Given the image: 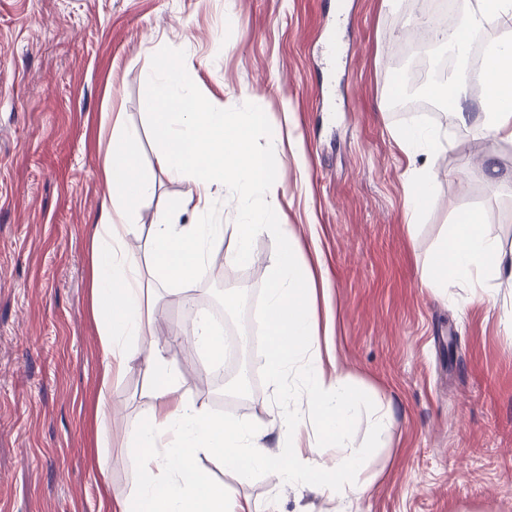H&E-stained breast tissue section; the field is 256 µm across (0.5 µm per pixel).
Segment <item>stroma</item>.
Wrapping results in <instances>:
<instances>
[{
  "mask_svg": "<svg viewBox=\"0 0 512 512\" xmlns=\"http://www.w3.org/2000/svg\"><path fill=\"white\" fill-rule=\"evenodd\" d=\"M340 19L336 70L321 62L327 23ZM401 0H0V512H100L97 487L130 496L136 474L123 434L151 403L132 363L111 393L112 442L96 446L99 337L88 288V226L110 187L100 176L103 113L136 134L142 172L157 192L134 216L143 236L187 189L156 164L148 102L161 60L181 55L184 80L225 111L254 116L251 147L268 155L280 221L294 227L300 259L324 268L330 345L351 383L382 402L392 424L374 441L373 410L349 429L369 447L367 488L349 512H512V288L489 280L493 302L468 288L440 296L424 265L463 212L493 213L512 250V144L492 143L443 115L398 112L405 85L393 47L409 28ZM439 132L432 206L409 214L408 156L396 131ZM225 237L210 273L188 285L193 305L160 296L164 327L224 312L223 330L247 321L246 403L212 357L190 347L171 356L183 393L221 418L267 426L281 392L264 368L259 311L282 242H250L260 263L227 262ZM242 286L245 298L226 310ZM204 471L281 512H332L323 497L282 488L275 470L247 474L202 460Z\"/></svg>",
  "mask_w": 512,
  "mask_h": 512,
  "instance_id": "35a3bbf8",
  "label": "stroma"
}]
</instances>
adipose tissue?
<instances>
[{
	"label": "adipose tissue",
	"instance_id": "1",
	"mask_svg": "<svg viewBox=\"0 0 512 512\" xmlns=\"http://www.w3.org/2000/svg\"><path fill=\"white\" fill-rule=\"evenodd\" d=\"M469 17L457 51L465 50L474 29L501 32L486 49L490 70L480 132L511 144L512 0H478ZM150 108L156 162L171 178L187 182L188 191L152 225L143 245L144 263L133 262L128 252V240L137 232L132 218L154 197L156 185L140 172L134 132L113 125L102 167L111 193L94 216L90 237L91 307L100 336V447L112 440V386L137 353L145 355L151 382L148 410L125 433L124 448L138 487L133 496L116 500L112 512H279L278 497L259 504L214 483L198 465L203 457L221 460L235 472L276 468L282 487L305 489L343 505L363 491L357 477L366 453L349 441L363 394L335 366L326 347L328 333L313 315L315 290H329L330 284H315L311 269L294 249L292 225L278 221L277 184L265 157L250 148L253 119L187 92L181 70L168 67L155 85ZM227 184L244 200L261 201L248 223L229 228L206 223L210 196ZM186 212L193 214V221L179 223V215ZM228 231L236 241L227 253L231 262L249 257L250 242L259 233L273 232L282 239L261 315L269 338L265 367L275 383L286 373L297 374L303 389L295 405L278 412L264 428L244 419L216 418L205 404L186 397L182 374L167 347L144 342L161 322L151 303L154 284L166 286L170 297L184 298V282L205 272L211 247L223 242ZM493 274L512 281V265L504 259L488 216L468 213L459 217L449 244L432 253L423 285L435 293L462 285L481 301L484 280ZM315 448H329L333 454L327 459L312 456Z\"/></svg>",
	"mask_w": 512,
	"mask_h": 512
}]
</instances>
